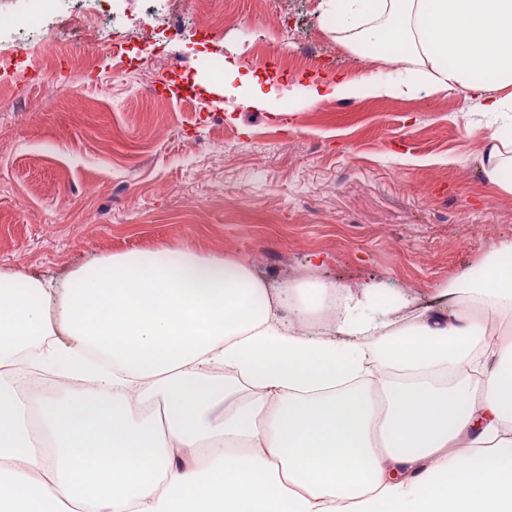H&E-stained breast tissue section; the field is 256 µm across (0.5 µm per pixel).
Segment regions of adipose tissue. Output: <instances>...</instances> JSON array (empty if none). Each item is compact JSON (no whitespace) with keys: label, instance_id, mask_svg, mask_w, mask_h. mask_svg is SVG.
Segmentation results:
<instances>
[{"label":"adipose tissue","instance_id":"obj_1","mask_svg":"<svg viewBox=\"0 0 512 512\" xmlns=\"http://www.w3.org/2000/svg\"><path fill=\"white\" fill-rule=\"evenodd\" d=\"M356 48L409 76L312 99L465 88L500 118L482 167L512 193V0H344ZM449 282L470 310L393 328L288 323L322 287L268 288L241 259L126 252L62 287L0 272V512H512V240Z\"/></svg>","mask_w":512,"mask_h":512}]
</instances>
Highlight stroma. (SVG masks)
Returning <instances> with one entry per match:
<instances>
[{
    "label": "stroma",
    "mask_w": 512,
    "mask_h": 512,
    "mask_svg": "<svg viewBox=\"0 0 512 512\" xmlns=\"http://www.w3.org/2000/svg\"><path fill=\"white\" fill-rule=\"evenodd\" d=\"M184 14L234 22L220 42L177 37L164 69L55 64L51 100L40 50L0 69V271L57 287L110 254H221L271 286L350 289L399 326L512 240V194L480 163L491 117L464 89L311 101L314 82L404 76L358 66L332 0H185ZM278 14L299 68L256 56ZM251 73L277 87L259 107L237 98Z\"/></svg>",
    "instance_id": "obj_1"
}]
</instances>
